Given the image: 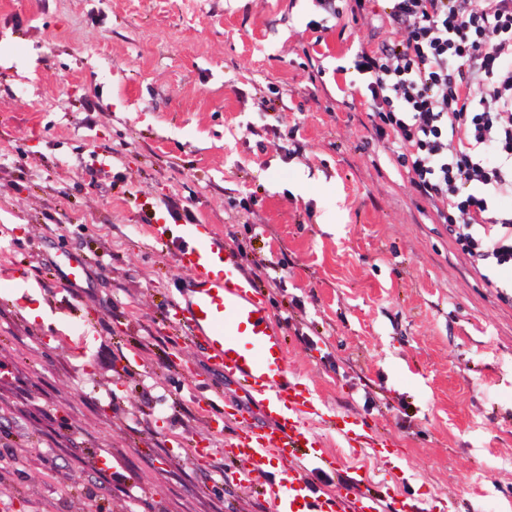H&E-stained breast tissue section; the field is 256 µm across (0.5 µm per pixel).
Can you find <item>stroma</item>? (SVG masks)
Returning a JSON list of instances; mask_svg holds the SVG:
<instances>
[{"label":"stroma","mask_w":512,"mask_h":512,"mask_svg":"<svg viewBox=\"0 0 512 512\" xmlns=\"http://www.w3.org/2000/svg\"><path fill=\"white\" fill-rule=\"evenodd\" d=\"M351 7L0 0V512H271L189 454L224 445L199 397L253 404L167 320L185 272L146 213L222 235L291 372L391 441L387 465L316 424L344 475L512 512V299L374 135L351 56L405 33ZM63 247L90 262L67 288Z\"/></svg>","instance_id":"obj_1"}]
</instances>
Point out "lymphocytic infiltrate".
I'll use <instances>...</instances> for the list:
<instances>
[{"label": "lymphocytic infiltrate", "mask_w": 512, "mask_h": 512, "mask_svg": "<svg viewBox=\"0 0 512 512\" xmlns=\"http://www.w3.org/2000/svg\"><path fill=\"white\" fill-rule=\"evenodd\" d=\"M403 40L357 48L374 133L473 267L512 274V0H388Z\"/></svg>", "instance_id": "obj_1"}]
</instances>
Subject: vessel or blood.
Listing matches in <instances>:
<instances>
[{
  "label": "vessel or blood",
  "instance_id": "b4317fda",
  "mask_svg": "<svg viewBox=\"0 0 512 512\" xmlns=\"http://www.w3.org/2000/svg\"><path fill=\"white\" fill-rule=\"evenodd\" d=\"M177 264L187 271L169 310L171 322L202 349L209 366L231 379L262 415L261 421L215 406L199 407L210 430L225 432L224 457L237 463L232 482L261 486L274 512H417L408 498L388 504L348 477L334 492L317 489L294 469L307 465L333 476L340 465L309 421L317 417L349 447L373 449L382 460L386 439L352 415L324 411L312 389L288 367L283 328L262 293L241 272V259L223 236L189 224L178 239Z\"/></svg>",
  "mask_w": 512,
  "mask_h": 512
}]
</instances>
